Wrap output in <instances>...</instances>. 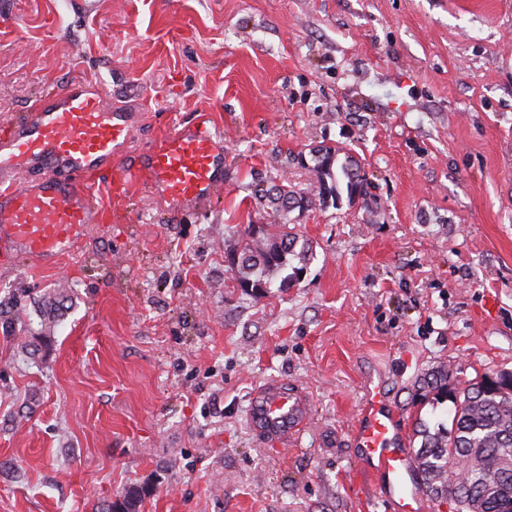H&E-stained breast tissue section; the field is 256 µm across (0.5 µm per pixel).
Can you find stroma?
I'll use <instances>...</instances> for the list:
<instances>
[{
	"label": "stroma",
	"instance_id": "1",
	"mask_svg": "<svg viewBox=\"0 0 512 512\" xmlns=\"http://www.w3.org/2000/svg\"><path fill=\"white\" fill-rule=\"evenodd\" d=\"M74 81L139 115L137 148L208 112L228 150L203 210L142 193L52 267L0 262V512H387L352 429L383 379L405 432L435 370L512 371V0H0V119ZM342 146L367 193L320 203L299 159ZM309 200L283 292L236 286L227 256ZM314 408L277 452L252 389ZM312 399L299 383L266 380L253 390L246 409L251 432L265 444L288 450L300 441L311 420Z\"/></svg>",
	"mask_w": 512,
	"mask_h": 512
}]
</instances>
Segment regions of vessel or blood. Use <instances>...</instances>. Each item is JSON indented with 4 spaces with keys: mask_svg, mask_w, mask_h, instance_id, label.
I'll return each instance as SVG.
<instances>
[{
    "mask_svg": "<svg viewBox=\"0 0 512 512\" xmlns=\"http://www.w3.org/2000/svg\"><path fill=\"white\" fill-rule=\"evenodd\" d=\"M135 115L113 110L103 92L82 82L49 94L47 105L0 122V258L24 254L51 266L73 251L103 213L120 217L127 201L147 192L175 208L203 209L224 186V140L209 113L152 142L139 162ZM111 170L100 182L102 170ZM105 185L103 208L95 196ZM313 403L301 384L270 379L253 390L246 409L251 432L266 444L300 441ZM354 446L381 481L389 512H428L397 414L382 382H368Z\"/></svg>",
    "mask_w": 512,
    "mask_h": 512,
    "instance_id": "1",
    "label": "vessel or blood"
}]
</instances>
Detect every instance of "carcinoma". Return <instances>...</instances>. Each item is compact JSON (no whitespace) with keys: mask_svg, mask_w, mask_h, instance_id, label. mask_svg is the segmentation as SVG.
<instances>
[{"mask_svg":"<svg viewBox=\"0 0 512 512\" xmlns=\"http://www.w3.org/2000/svg\"><path fill=\"white\" fill-rule=\"evenodd\" d=\"M312 172L318 195L338 204L353 203L363 195L365 179L360 164L342 147H323L313 154ZM279 217L260 232L250 229V241L242 248L237 265L229 268L239 287L269 292L274 282L289 288L310 261V246L288 232L286 216L308 202L290 183L273 185L266 195ZM491 372L462 388H448V374L438 372L427 383L434 400L451 403V427L434 430L417 425L421 438L415 453L421 489L431 498L460 497L456 512H512V389L493 387ZM141 494L127 492L108 506L107 512H136Z\"/></svg>","mask_w":512,"mask_h":512,"instance_id":"obj_1","label":"carcinoma"}]
</instances>
